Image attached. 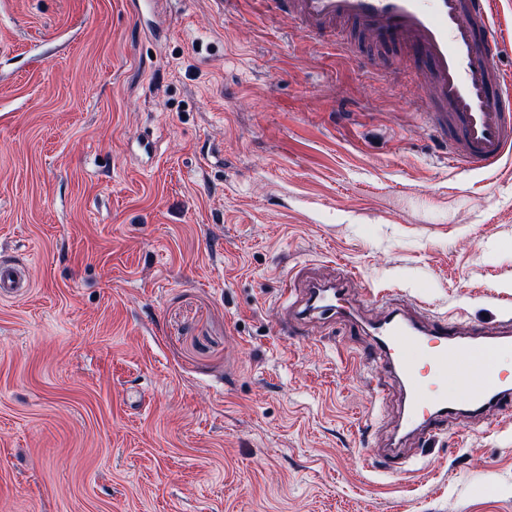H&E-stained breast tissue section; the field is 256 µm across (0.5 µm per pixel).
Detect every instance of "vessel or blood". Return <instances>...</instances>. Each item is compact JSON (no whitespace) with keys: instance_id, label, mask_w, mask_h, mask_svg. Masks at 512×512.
Returning a JSON list of instances; mask_svg holds the SVG:
<instances>
[{"instance_id":"obj_1","label":"vessel or blood","mask_w":512,"mask_h":512,"mask_svg":"<svg viewBox=\"0 0 512 512\" xmlns=\"http://www.w3.org/2000/svg\"><path fill=\"white\" fill-rule=\"evenodd\" d=\"M269 9L296 17L310 41L331 33L339 22L354 25L382 43L395 46L403 66L421 69L435 98L423 122L451 166L496 170L512 154V116L502 109L512 96V76L494 57L498 46L495 0H264ZM351 273L341 281L309 284L298 314L308 318L344 300ZM24 282L15 264H0V294L17 296ZM381 315L367 322L356 315L346 324L353 333L369 332L374 361L388 370L403 392L399 431L426 442L447 433L448 422L469 414L503 422L512 419V383L499 374L500 358L512 355V323L463 325L443 317L417 320L380 290L367 295ZM425 350L426 364L412 350ZM450 379L456 395L431 393L427 373Z\"/></svg>"}]
</instances>
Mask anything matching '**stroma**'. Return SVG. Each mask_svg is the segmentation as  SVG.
Returning a JSON list of instances; mask_svg holds the SVG:
<instances>
[{
    "mask_svg": "<svg viewBox=\"0 0 512 512\" xmlns=\"http://www.w3.org/2000/svg\"><path fill=\"white\" fill-rule=\"evenodd\" d=\"M0 0V512H512V425L382 459L401 391L353 294L512 316V157L451 167L432 88L262 0ZM370 55L373 65L360 61ZM21 288H29L28 283L23 282L19 269L13 263L0 264V294L4 296H18ZM352 274L345 272L343 274V280L338 282L329 283H311L304 290L300 300H296L299 303V310L297 314L301 316L302 320L308 319V316L315 314L318 310H334L336 307L333 304L334 301H346L348 289L346 288L349 282L352 280ZM327 290V293L323 296L322 294ZM335 298L329 302L330 299Z\"/></svg>",
    "mask_w": 512,
    "mask_h": 512,
    "instance_id": "1",
    "label": "stroma"
}]
</instances>
